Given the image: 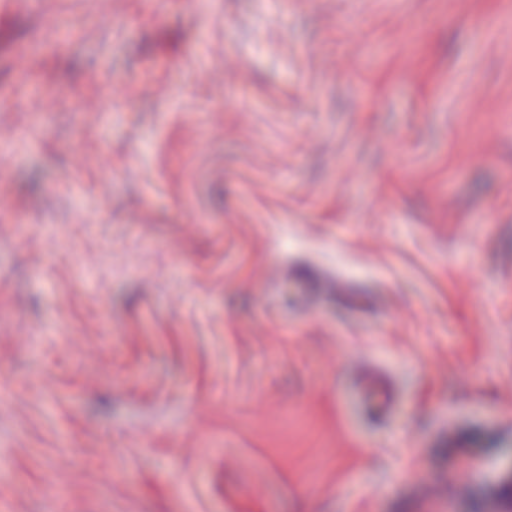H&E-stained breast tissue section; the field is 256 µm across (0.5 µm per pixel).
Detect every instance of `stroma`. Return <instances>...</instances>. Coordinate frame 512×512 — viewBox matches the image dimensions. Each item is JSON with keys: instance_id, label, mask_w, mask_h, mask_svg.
Listing matches in <instances>:
<instances>
[{"instance_id": "obj_1", "label": "stroma", "mask_w": 512, "mask_h": 512, "mask_svg": "<svg viewBox=\"0 0 512 512\" xmlns=\"http://www.w3.org/2000/svg\"><path fill=\"white\" fill-rule=\"evenodd\" d=\"M0 448V512H500L512 0H0ZM357 389L366 406L378 413L390 414L395 406V400L389 386L382 384L371 374H363L357 381Z\"/></svg>"}]
</instances>
